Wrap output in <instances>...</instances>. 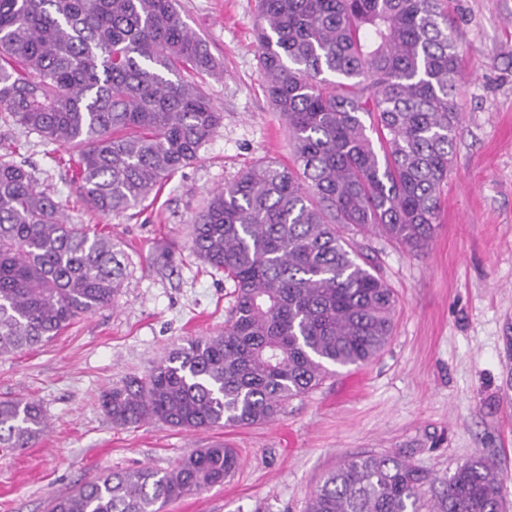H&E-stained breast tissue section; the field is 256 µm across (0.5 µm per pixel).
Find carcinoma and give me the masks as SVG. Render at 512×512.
Segmentation results:
<instances>
[{"label": "carcinoma", "mask_w": 512, "mask_h": 512, "mask_svg": "<svg viewBox=\"0 0 512 512\" xmlns=\"http://www.w3.org/2000/svg\"><path fill=\"white\" fill-rule=\"evenodd\" d=\"M257 39L293 165L253 164L197 215L192 251L234 283L231 316L220 334L104 391L116 426L267 422L335 369L371 361L397 299L342 229L415 252L437 229L461 118L445 0H258ZM223 72L176 0H0V120L76 150L80 192L105 218L197 159L223 116L185 74ZM122 257L111 236L70 223L24 163L0 156V355L111 305ZM48 430L40 402L0 400L1 448H30ZM238 465L232 448H196L170 470L85 481L50 512H163ZM433 484L398 455L362 452L326 474L307 512H421ZM443 485L432 512H500V477L482 458Z\"/></svg>", "instance_id": "cac0c4a2"}]
</instances>
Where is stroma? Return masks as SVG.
I'll return each mask as SVG.
<instances>
[{"label": "stroma", "mask_w": 512, "mask_h": 512, "mask_svg": "<svg viewBox=\"0 0 512 512\" xmlns=\"http://www.w3.org/2000/svg\"><path fill=\"white\" fill-rule=\"evenodd\" d=\"M178 11L224 64L222 78L201 81L224 118L199 159L141 207L112 219L89 211L75 166L0 123V154L26 157L40 187L74 223L110 234L125 264L111 306L41 347L0 356V399L37 400L50 421L35 446L0 447V512H47L51 499L103 473L168 470L213 443L236 449L234 475L164 512H305L329 471L371 450L441 480L483 457L501 475L502 512H512V0H448L463 119L427 251L345 233L397 297L385 350L337 369L262 424L186 431L121 427L105 415L102 391L146 375L187 339L217 334L229 317L232 281L190 249L210 195L256 162L292 161L287 124L263 90L258 0H178Z\"/></svg>", "instance_id": "stroma-1"}]
</instances>
